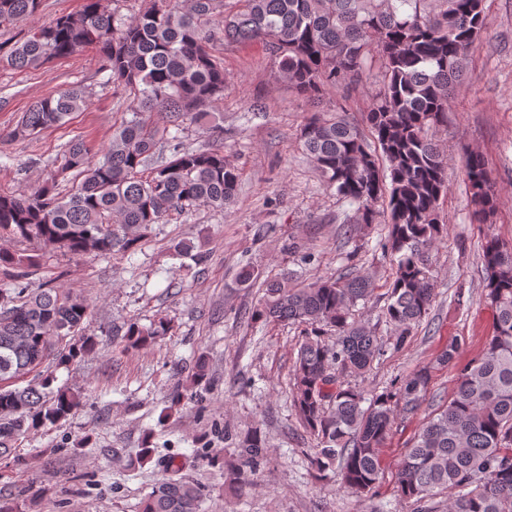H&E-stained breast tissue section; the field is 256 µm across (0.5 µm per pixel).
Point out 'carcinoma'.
Masks as SVG:
<instances>
[{
	"mask_svg": "<svg viewBox=\"0 0 512 512\" xmlns=\"http://www.w3.org/2000/svg\"><path fill=\"white\" fill-rule=\"evenodd\" d=\"M127 18L103 0H84L76 13L35 25L9 47L0 63L15 70L41 67L88 46L103 55L106 82L122 87L126 111L109 148L98 155L84 142L71 144L49 178L27 196L0 194V240L34 248L0 247V459L25 465L15 444L49 424L67 419L80 392L52 389L42 377L16 382L53 360L58 365L94 352L82 334L87 305L62 288H31L25 279L43 265L44 249L71 256L109 257L136 250L155 224L172 212L231 204L238 168L219 149L183 147L184 121L208 124L210 103L224 96V66L214 43L260 42L283 80L314 108L301 129L303 146L326 187L356 205L352 238L386 209L383 253L395 265L382 322L390 347L404 349L435 299L429 251L446 230L440 200L447 191L448 158L427 137L442 124L455 92L467 79L470 57L485 28L484 0H141ZM41 0H0V28L37 16ZM222 10L220 31L210 29ZM383 86L365 114L366 138L343 107L322 109L329 91L352 90L376 60ZM89 105L80 87L36 101L11 130L25 140L59 126ZM163 112L158 126L145 114ZM170 156L153 160L159 142ZM472 220L487 224L497 193L482 153L462 158ZM74 173L68 193L59 185ZM485 298L495 313L483 352L458 368L445 408L428 417L396 472L401 498L416 512H431L429 498L448 494L447 512H512V247L493 233L482 244ZM240 282L261 281L263 295L248 313L250 324L305 326L293 367L292 401L303 428L316 440L311 456L320 475L332 470L340 487L372 494L381 475L380 448L395 418L414 413L426 399L431 368L419 367L381 392L366 395L348 378L361 376L384 355L369 326L351 319L357 303L372 295L373 277L347 272L318 277L307 286L287 277L260 279L248 268ZM173 331L165 317L150 326L126 324L125 348L143 349ZM461 342L452 340L436 364L457 363ZM209 376L199 355L191 381ZM238 459L211 464L224 484L252 485L265 452L260 434L239 439ZM204 489L172 472L138 506V512H201Z\"/></svg>",
	"mask_w": 512,
	"mask_h": 512,
	"instance_id": "obj_1",
	"label": "carcinoma"
}]
</instances>
